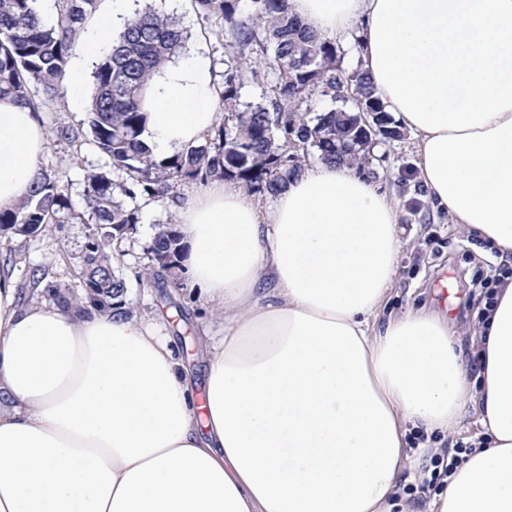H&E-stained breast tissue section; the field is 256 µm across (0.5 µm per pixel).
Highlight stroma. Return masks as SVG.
Here are the masks:
<instances>
[{"instance_id":"1","label":"stroma","mask_w":512,"mask_h":512,"mask_svg":"<svg viewBox=\"0 0 512 512\" xmlns=\"http://www.w3.org/2000/svg\"><path fill=\"white\" fill-rule=\"evenodd\" d=\"M162 13L177 17L187 30L186 53L205 48L215 71H222L224 27L219 20H200L193 0H151ZM48 130L60 126L84 128L87 104L59 93L41 108ZM44 162L58 170L60 186L75 207H82L85 177L88 172L111 173L107 158L89 143L70 144L49 138ZM415 140L410 132L401 138L377 145L361 173L383 193L391 196L398 211L401 247L395 275L390 285L382 318L409 311H424L448 320L462 341H469L474 320L475 285L489 280L505 267L497 262V253L449 222L445 213L433 208L418 177ZM142 222L121 244L119 268L128 284L127 301L135 314L149 318L157 310L158 291L136 282L134 273L147 261V250L158 225L174 221L173 209L154 202H141ZM88 232L87 225L48 226L35 237L15 235L11 245L24 264L43 270L45 281L63 288L77 280V258ZM476 414L466 410L459 428L452 434L433 435L440 452L426 456L419 472L402 474L396 500L409 505L412 512H424L433 494L442 487L432 476L435 458L454 456L457 446L467 445L476 433Z\"/></svg>"}]
</instances>
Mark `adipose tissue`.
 Returning <instances> with one entry per match:
<instances>
[{
    "label": "adipose tissue",
    "mask_w": 512,
    "mask_h": 512,
    "mask_svg": "<svg viewBox=\"0 0 512 512\" xmlns=\"http://www.w3.org/2000/svg\"><path fill=\"white\" fill-rule=\"evenodd\" d=\"M328 37L357 30L375 94L416 138L432 205L512 259V0H291ZM204 50L144 100L156 159L222 120ZM49 133L0 98V210ZM174 209L207 365L196 406L166 321L85 302L21 303L0 275V512H392L418 469L406 426L478 431L427 512H512V277L462 348L424 312L373 321L400 249L397 210L318 163L269 207L212 180Z\"/></svg>",
    "instance_id": "adipose-tissue-1"
}]
</instances>
